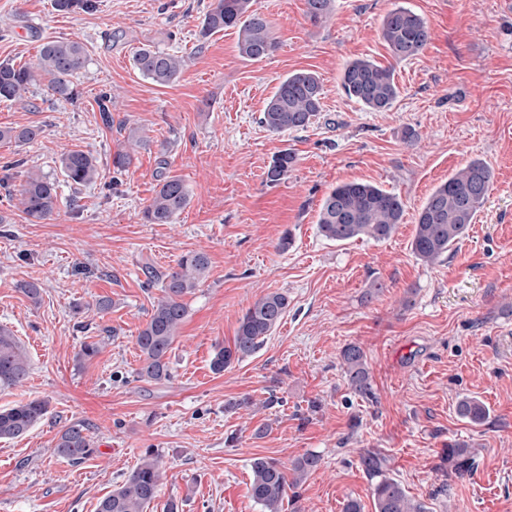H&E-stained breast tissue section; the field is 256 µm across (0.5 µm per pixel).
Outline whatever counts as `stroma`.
<instances>
[{
  "instance_id": "stroma-1",
  "label": "stroma",
  "mask_w": 512,
  "mask_h": 512,
  "mask_svg": "<svg viewBox=\"0 0 512 512\" xmlns=\"http://www.w3.org/2000/svg\"><path fill=\"white\" fill-rule=\"evenodd\" d=\"M211 0H97L62 13L53 0H0V64L36 66L42 43L73 39L88 62L74 75L75 99L52 95L37 76L24 101H0V129L41 128L33 142L0 141V325L24 347L29 374L0 390V407L33 397L47 415L23 437L0 441V512H97L99 501L146 452L162 478L147 512H262L249 496L251 462L291 465L307 453L319 467L285 512H343L358 500L374 512L365 450L388 459L390 477L427 512H512V9L505 0H335L332 19L312 22L306 0H255L277 51L240 57L238 31L200 39ZM403 6L432 32L424 51L398 60L381 21ZM184 55L188 65L159 86L134 68L142 45ZM368 58L392 66L400 95L386 112L349 98L344 65ZM311 72L321 112L307 129L277 134L259 119L279 82ZM112 98V122L98 106ZM419 136L403 138L405 129ZM143 143L124 172L112 154L131 130ZM89 150L96 183H64L62 155ZM292 151L287 178L268 184L275 155ZM494 173L468 234L428 265L411 250L417 213L432 190L472 158ZM59 185L51 219L22 211L28 171ZM183 180L189 203L172 224L141 213L159 174ZM367 181L400 195L402 223L386 241L326 240L324 196ZM288 248H280L283 236ZM190 252L209 258L169 354L172 377L139 381L135 337L161 294L149 270L166 273ZM41 286L38 302L20 290ZM288 297L278 327L250 357L210 369L215 344H232L245 310L269 292ZM112 300L108 313L93 301ZM100 354L79 362L83 343ZM359 344L373 395L349 388L341 348ZM490 416L478 428L455 412L462 395ZM277 404L266 406L269 396ZM84 422L96 447L74 464L53 448ZM269 430L263 437L254 431ZM456 442L478 450L471 472L443 460Z\"/></svg>"
}]
</instances>
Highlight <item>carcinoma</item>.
Wrapping results in <instances>:
<instances>
[{
  "label": "carcinoma",
  "instance_id": "carcinoma-1",
  "mask_svg": "<svg viewBox=\"0 0 512 512\" xmlns=\"http://www.w3.org/2000/svg\"><path fill=\"white\" fill-rule=\"evenodd\" d=\"M335 0H306L307 15L317 23L328 19ZM95 0H54L60 12L91 11ZM238 28L241 57L260 61L272 55L277 43L269 20L253 9V0H213L200 23L198 36L206 39L226 28ZM381 37L393 57L404 60L420 54L431 39L426 21L410 9L389 11L381 24ZM87 53L76 40H51L42 44L37 69L0 64V100H23L36 79L35 71L50 76L53 93L62 98L74 95L71 78L85 67ZM135 69L153 83L166 86L180 75L185 59L150 45L139 47L133 55ZM345 94L374 112L390 110L399 96L393 70L370 60L347 63L341 73ZM323 88L311 72H300L280 81L268 102L261 123L272 133L304 130L319 116ZM41 132L36 127L19 130L1 129L0 140L29 143ZM295 155L283 151L275 156L267 171V180L278 183L288 177ZM61 171L68 183L88 185L100 171L93 153L71 150L61 158ZM491 168L480 159L468 161L462 168L433 189L418 211L411 243L416 258L428 265L440 263L451 247L467 233L476 214L485 205L492 189ZM23 212L35 220H47L57 210L56 183L41 174L28 173L19 191ZM189 192L177 177L161 179L150 203L142 212L148 224H172L186 208ZM404 202L390 191L368 182L351 181L336 185L323 199L318 230L326 239L345 242L357 238L375 241L389 239L402 223ZM209 268L208 256L190 252L182 256L177 269L164 275L162 296L152 307L149 319L139 329L135 343L140 351L141 366L137 379L147 382L171 378L168 354L187 315L185 298L193 294ZM288 297L269 292L258 298L243 314L233 344L216 346L210 367L216 374L233 362L254 354L284 317ZM340 362L350 389L365 398L372 396V384L363 349L349 343L342 347ZM28 358L13 331L0 326V389L19 385L28 374ZM460 419L477 426L489 418V409L478 398L460 397L456 404ZM48 413V401L32 398L9 408L0 409V440L26 435ZM82 423H72L61 431L53 452L71 463H80L94 451L91 437ZM445 460L461 474L475 466L473 448L468 443L448 446ZM320 457L305 454L287 469L274 459L257 457L251 462L250 498L263 512H283L288 490L294 489L315 470ZM361 464L373 482L374 512H426L423 503L410 498L402 485L387 475V459L380 452L367 450ZM159 459L153 454L142 458L135 470L112 493L98 504L97 512H144L160 487Z\"/></svg>",
  "mask_w": 512,
  "mask_h": 512
}]
</instances>
